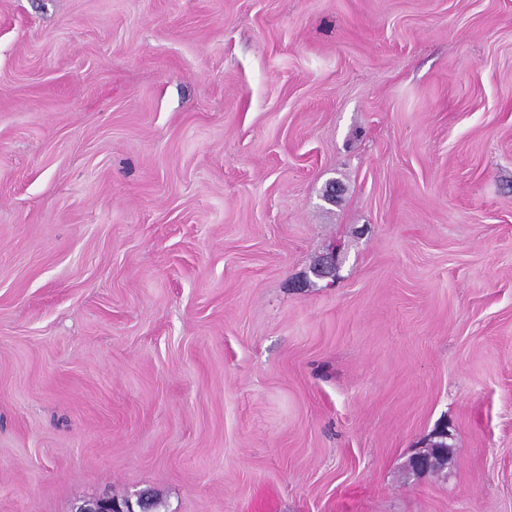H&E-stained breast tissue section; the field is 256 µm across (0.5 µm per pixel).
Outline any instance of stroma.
I'll list each match as a JSON object with an SVG mask.
<instances>
[{
  "label": "stroma",
  "mask_w": 512,
  "mask_h": 512,
  "mask_svg": "<svg viewBox=\"0 0 512 512\" xmlns=\"http://www.w3.org/2000/svg\"><path fill=\"white\" fill-rule=\"evenodd\" d=\"M145 493L512 512V0H0V512ZM436 448H427L426 451H419L410 460V467L415 474H429L431 460L433 458L440 459L443 463L448 456V448H438L439 444L434 445Z\"/></svg>",
  "instance_id": "1"
}]
</instances>
